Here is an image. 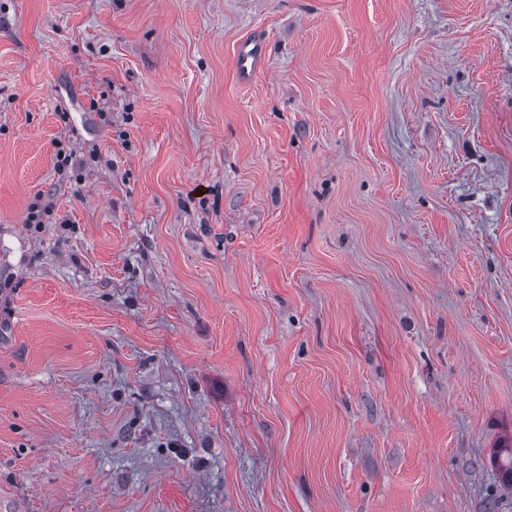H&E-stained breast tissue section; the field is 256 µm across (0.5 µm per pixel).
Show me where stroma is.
Instances as JSON below:
<instances>
[{
	"instance_id": "1",
	"label": "stroma",
	"mask_w": 512,
	"mask_h": 512,
	"mask_svg": "<svg viewBox=\"0 0 512 512\" xmlns=\"http://www.w3.org/2000/svg\"><path fill=\"white\" fill-rule=\"evenodd\" d=\"M511 439L512 0H0V512H512ZM266 44L259 38L241 42L236 55V69L240 80L247 82L265 66Z\"/></svg>"
}]
</instances>
